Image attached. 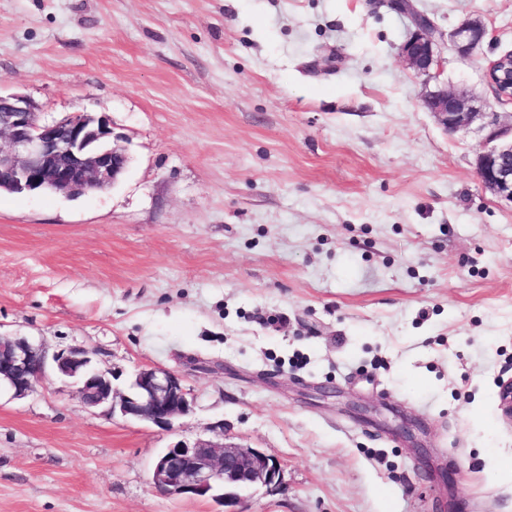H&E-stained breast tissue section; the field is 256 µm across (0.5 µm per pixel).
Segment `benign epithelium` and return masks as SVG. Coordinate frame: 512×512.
Segmentation results:
<instances>
[{
	"label": "benign epithelium",
	"instance_id": "benign-epithelium-1",
	"mask_svg": "<svg viewBox=\"0 0 512 512\" xmlns=\"http://www.w3.org/2000/svg\"><path fill=\"white\" fill-rule=\"evenodd\" d=\"M391 7L411 21L402 56L419 74L432 75L440 66L432 20L403 0H392ZM485 35L483 23L470 19L459 24L451 38L457 54L466 58ZM485 79L499 97L512 98L511 51L489 64ZM423 104L450 133L486 122L494 146L478 157V176L486 190L512 204V121L501 120L496 112L477 111L461 91L439 89L425 96ZM0 136L9 140L8 148L0 147L1 192L79 196L115 186L129 164L127 150L112 137L105 114L79 112L43 122L34 103L19 94H0ZM93 356L94 351L84 347L50 353L25 337L0 336V387L22 398L51 371L74 380L88 408L105 407L160 426L191 411L178 374L142 369L122 392L114 388L108 372L95 367ZM498 400L503 417L512 421V380L501 383ZM280 471V462L252 448L227 444L220 433L163 449L153 464L152 484L163 494L210 497L226 507L237 503L242 490L276 484Z\"/></svg>",
	"mask_w": 512,
	"mask_h": 512
}]
</instances>
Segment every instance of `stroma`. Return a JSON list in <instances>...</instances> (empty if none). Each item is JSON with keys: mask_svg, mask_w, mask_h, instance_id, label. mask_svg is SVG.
Returning <instances> with one entry per match:
<instances>
[{"mask_svg": "<svg viewBox=\"0 0 512 512\" xmlns=\"http://www.w3.org/2000/svg\"><path fill=\"white\" fill-rule=\"evenodd\" d=\"M412 3L431 78L386 0H0V92L105 113L130 156L104 191L0 193V336L93 349L121 391L176 372L192 402L165 428L51 375L0 392V512H222L151 484L217 430L281 463L239 512H512V204L478 179L486 131L422 104L512 114L483 77L512 0ZM390 5L399 13L408 15L411 21V30L401 46L402 56L419 74L433 75L440 66V60L432 20L413 7H407L403 0H392ZM486 35V28L478 19H470L459 24L451 33L457 54L466 58Z\"/></svg>", "mask_w": 512, "mask_h": 512, "instance_id": "35a3bbf8", "label": "stroma"}]
</instances>
